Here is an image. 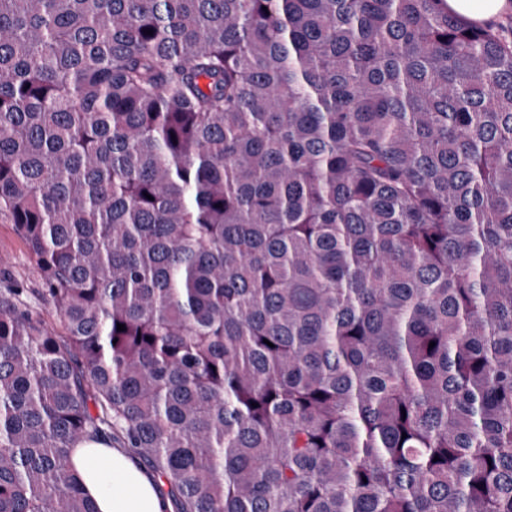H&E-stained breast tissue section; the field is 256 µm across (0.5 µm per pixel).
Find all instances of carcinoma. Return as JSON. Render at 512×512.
Returning a JSON list of instances; mask_svg holds the SVG:
<instances>
[{
    "mask_svg": "<svg viewBox=\"0 0 512 512\" xmlns=\"http://www.w3.org/2000/svg\"><path fill=\"white\" fill-rule=\"evenodd\" d=\"M0 220L65 331L0 287V512L106 438L175 512H512V39L447 0H0Z\"/></svg>",
    "mask_w": 512,
    "mask_h": 512,
    "instance_id": "1",
    "label": "carcinoma"
}]
</instances>
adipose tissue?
<instances>
[{
  "mask_svg": "<svg viewBox=\"0 0 512 512\" xmlns=\"http://www.w3.org/2000/svg\"><path fill=\"white\" fill-rule=\"evenodd\" d=\"M72 463L99 512H169L152 472L125 449L88 442L75 449Z\"/></svg>",
  "mask_w": 512,
  "mask_h": 512,
  "instance_id": "obj_1",
  "label": "adipose tissue"
}]
</instances>
